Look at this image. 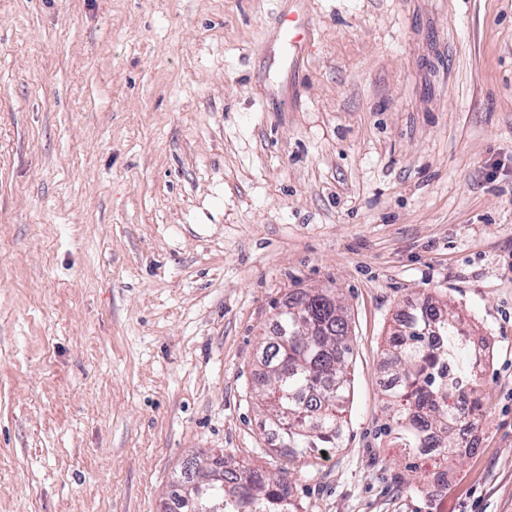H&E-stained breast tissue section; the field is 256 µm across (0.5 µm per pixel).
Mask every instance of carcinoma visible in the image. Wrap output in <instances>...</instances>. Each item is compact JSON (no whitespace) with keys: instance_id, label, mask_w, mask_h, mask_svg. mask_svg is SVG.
Returning a JSON list of instances; mask_svg holds the SVG:
<instances>
[{"instance_id":"1","label":"carcinoma","mask_w":512,"mask_h":512,"mask_svg":"<svg viewBox=\"0 0 512 512\" xmlns=\"http://www.w3.org/2000/svg\"><path fill=\"white\" fill-rule=\"evenodd\" d=\"M389 351L396 381L387 391L393 441L411 454L420 448H457L452 430L461 420L477 422L483 401L476 380L478 355L454 317L433 304L402 314ZM351 346L339 300L305 291L288 302L266 342L257 396L264 429L291 462L321 449L338 448L344 434V404L350 397ZM201 503L219 502L222 512H300L285 486L215 457Z\"/></svg>"}]
</instances>
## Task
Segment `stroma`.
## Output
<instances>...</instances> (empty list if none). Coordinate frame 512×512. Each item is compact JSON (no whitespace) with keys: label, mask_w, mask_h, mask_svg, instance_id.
Listing matches in <instances>:
<instances>
[{"label":"stroma","mask_w":512,"mask_h":512,"mask_svg":"<svg viewBox=\"0 0 512 512\" xmlns=\"http://www.w3.org/2000/svg\"><path fill=\"white\" fill-rule=\"evenodd\" d=\"M310 289L351 394L293 469L254 386ZM428 302L482 358L453 463L385 433ZM219 454L309 512H512V0H0V512H159ZM283 32L289 47L294 51H298L301 45L308 39V27L306 25V18L302 12H295L288 15L279 27Z\"/></svg>","instance_id":"stroma-1"}]
</instances>
